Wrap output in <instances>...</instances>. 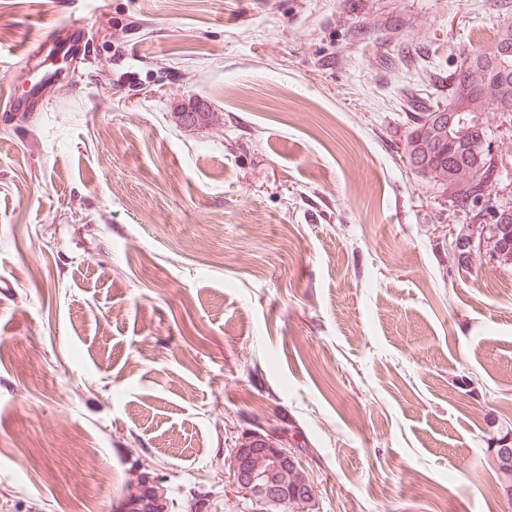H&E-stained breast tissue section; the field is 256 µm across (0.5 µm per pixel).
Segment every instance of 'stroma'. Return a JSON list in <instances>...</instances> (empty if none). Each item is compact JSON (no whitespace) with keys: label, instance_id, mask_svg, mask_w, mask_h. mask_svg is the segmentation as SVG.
<instances>
[{"label":"stroma","instance_id":"stroma-1","mask_svg":"<svg viewBox=\"0 0 512 512\" xmlns=\"http://www.w3.org/2000/svg\"><path fill=\"white\" fill-rule=\"evenodd\" d=\"M512 0H0L19 49L85 23L0 112V512H245L224 461L276 430L315 512H512V267L412 171ZM198 113L188 124L184 115ZM60 80L53 71H46L41 79L33 84L29 91L16 93L11 91L0 103L2 112L37 111L41 108L43 93L47 87ZM491 463L500 474L503 491L512 499V447L494 448Z\"/></svg>","mask_w":512,"mask_h":512}]
</instances>
